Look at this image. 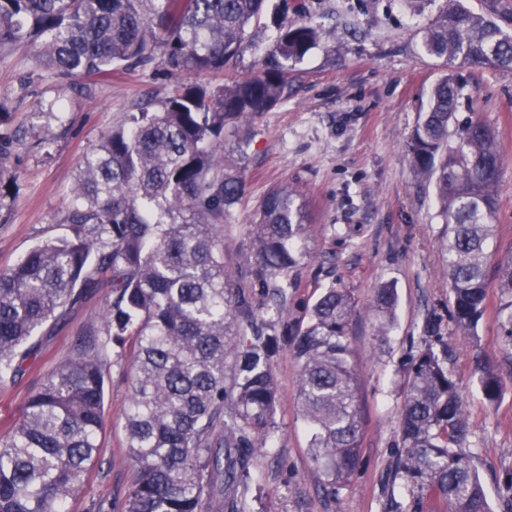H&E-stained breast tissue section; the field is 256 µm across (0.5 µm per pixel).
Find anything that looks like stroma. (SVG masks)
Wrapping results in <instances>:
<instances>
[{
	"label": "stroma",
	"instance_id": "obj_1",
	"mask_svg": "<svg viewBox=\"0 0 512 512\" xmlns=\"http://www.w3.org/2000/svg\"><path fill=\"white\" fill-rule=\"evenodd\" d=\"M266 0L250 29V46L237 71L249 75L266 58L287 6ZM310 16L331 35L311 49L291 73L286 99L254 124L244 148L245 193L224 218V261L234 269L256 267L253 213L282 183L297 186L311 217L312 255L288 274V293L254 288L260 319L278 320L272 368L279 388L275 448L255 453L245 494L250 512H395L412 496L392 469L400 448L399 419L406 370L425 347L439 353L456 379L468 415L469 455L493 512L512 499V363L496 317L497 288L474 332H457L449 314L448 279L438 237L442 223L432 183L414 172L407 138L425 111L432 86L446 74L466 84L457 117H477L499 135L503 168L497 186L492 261L512 253V73L448 67L426 55L421 31L436 14L432 0L412 11L406 0H308ZM23 48L0 57V110L12 113L17 137L9 168L15 181L0 196V270L35 245L65 236L64 217L83 154L112 126L171 83L163 67L112 74L93 96L60 91L44 77L28 88L20 80L32 68ZM62 98V122L47 123L39 107ZM344 225L346 237L332 226ZM397 292L396 321L377 340L365 308L384 283ZM348 289L355 302L350 342L356 352L364 431L350 482L336 497L320 490L307 453L297 392L298 366L291 342L321 288ZM111 291L110 276L75 307L38 333L36 361L14 381L0 385V436L18 418L24 400L73 351L74 339L98 327ZM498 368L503 394L488 406L480 391L484 366ZM129 362L112 359L105 387L99 462L70 512H121L135 473L126 452L124 415L131 395Z\"/></svg>",
	"mask_w": 512,
	"mask_h": 512
}]
</instances>
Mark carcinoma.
Here are the masks:
<instances>
[{
	"label": "carcinoma",
	"mask_w": 512,
	"mask_h": 512,
	"mask_svg": "<svg viewBox=\"0 0 512 512\" xmlns=\"http://www.w3.org/2000/svg\"><path fill=\"white\" fill-rule=\"evenodd\" d=\"M265 0H0V55L25 47L30 79L48 72L89 96L97 80L148 68L162 50L174 74H213L206 87L177 82L103 134L80 162L66 236L32 247L0 271V382L34 355L36 332L112 272L101 326L79 338L73 358L30 394L0 437V512H67L95 465L104 424L107 359L130 353L125 414L135 467L122 512H242L253 454L271 448L278 389L271 366L278 323L247 336L255 318L250 288L284 276L310 253L300 191L273 187L254 221L255 283L224 265V215L244 193L242 144L257 117L288 96V64L304 60L325 32L295 0V22L279 27L271 56L248 76L234 66ZM422 30L430 56L473 70L512 71V0H439ZM81 79L77 84L74 79ZM464 85L448 74L432 87L408 142L415 172L433 182L444 232L452 318L475 329L488 305L489 248L503 159L487 123L457 118ZM12 113L0 112V179L10 174ZM236 138L224 148V130ZM497 319L512 345V254L498 262ZM391 284L369 304L374 335L395 319ZM352 296L322 290L296 328L298 396L307 451L336 495L361 452L363 417L349 328ZM479 385L501 398L492 368ZM397 471L410 493L440 512H492L463 446L468 417L458 387L433 348L412 358L400 416Z\"/></svg>",
	"instance_id": "obj_1"
}]
</instances>
